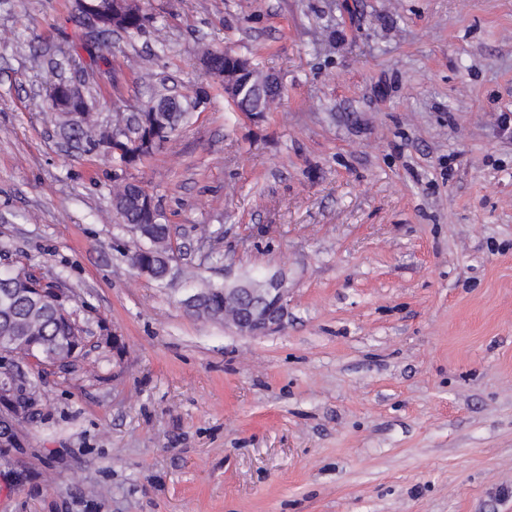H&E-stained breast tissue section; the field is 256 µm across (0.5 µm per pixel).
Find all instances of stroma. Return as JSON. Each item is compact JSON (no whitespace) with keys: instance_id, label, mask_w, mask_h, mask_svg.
I'll list each match as a JSON object with an SVG mask.
<instances>
[{"instance_id":"1","label":"stroma","mask_w":512,"mask_h":512,"mask_svg":"<svg viewBox=\"0 0 512 512\" xmlns=\"http://www.w3.org/2000/svg\"><path fill=\"white\" fill-rule=\"evenodd\" d=\"M139 3L104 71L73 0H0V270L89 340L29 367L0 512H512V0ZM202 42L276 74L272 111H231ZM62 78L106 125L151 87L200 104L121 168L61 135ZM117 179L170 227L167 285L129 263ZM247 274L283 280L279 330L185 307Z\"/></svg>"}]
</instances>
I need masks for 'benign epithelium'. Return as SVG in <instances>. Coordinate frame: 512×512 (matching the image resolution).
I'll list each match as a JSON object with an SVG mask.
<instances>
[{"label":"benign epithelium","mask_w":512,"mask_h":512,"mask_svg":"<svg viewBox=\"0 0 512 512\" xmlns=\"http://www.w3.org/2000/svg\"><path fill=\"white\" fill-rule=\"evenodd\" d=\"M132 0H112V26L124 24L129 13L127 5ZM224 69L209 68L218 81L224 83V96L229 101L240 99L248 102L247 116L260 118L262 103L259 98L280 88L277 78L255 67L248 59L229 53ZM141 127L152 131L150 145L158 147L165 141V129L147 116L137 118ZM282 280L273 276L265 280V287L254 288L241 280L225 285L224 299L235 304V314L225 323L245 336H265L280 328L288 315ZM26 349L25 339L17 338L7 346L0 345V455H8V449L21 447L15 431L16 422L29 416L35 402V391L26 373L14 363V359Z\"/></svg>","instance_id":"1"}]
</instances>
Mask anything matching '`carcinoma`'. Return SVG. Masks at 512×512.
Wrapping results in <instances>:
<instances>
[{"label": "carcinoma", "instance_id": "carcinoma-1", "mask_svg": "<svg viewBox=\"0 0 512 512\" xmlns=\"http://www.w3.org/2000/svg\"><path fill=\"white\" fill-rule=\"evenodd\" d=\"M105 44L97 41H84L80 49L84 50L90 61L98 66L112 65L109 53L104 51ZM89 110L76 115L64 106L58 110L63 134L75 147L88 152L103 149L112 156V162L120 167L134 165L150 157L152 152L135 142L137 135L122 136L118 127L126 118L125 113H118V118L112 127L108 128L98 123L91 112L93 103H88ZM195 104L187 102L182 105V111L169 113L167 134L174 133L177 128L187 123L194 112ZM112 205L116 218L127 225H145V236L148 246H138L130 255L134 264H147L151 268V278L164 283V257L172 250L169 243V228L163 222V214L159 211L153 216L145 214L141 207L136 187L132 183L117 184L112 192ZM196 303L195 314L210 320H224V315L232 309L224 307V287L205 283L194 293ZM72 326L64 316L48 304H39L25 294H17L13 299L4 303L0 301V340L10 336H26L32 351L26 352L42 364L54 366L57 361L69 354V336Z\"/></svg>", "mask_w": 512, "mask_h": 512}]
</instances>
